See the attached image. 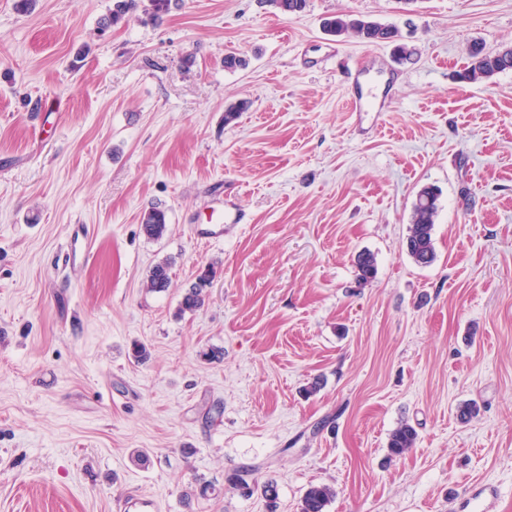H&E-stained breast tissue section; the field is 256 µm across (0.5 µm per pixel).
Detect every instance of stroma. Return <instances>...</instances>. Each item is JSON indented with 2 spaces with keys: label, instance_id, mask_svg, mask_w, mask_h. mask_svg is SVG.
<instances>
[{
  "label": "stroma",
  "instance_id": "35a3bbf8",
  "mask_svg": "<svg viewBox=\"0 0 512 512\" xmlns=\"http://www.w3.org/2000/svg\"><path fill=\"white\" fill-rule=\"evenodd\" d=\"M136 3L114 24V0H0V512H117L134 490L299 512L315 484L327 512H512V71L457 77L473 44L512 46V0ZM342 14L396 27L410 59L325 34ZM218 194L244 216L220 239ZM81 224L90 254L66 262ZM405 423L416 444L389 457ZM438 190L423 186L416 194L412 206L405 249L408 256L418 265H431L436 258L433 229L438 215ZM166 214L159 208H152L142 219V229L151 239H159L166 232ZM335 496L334 490L324 484L310 486L300 501L299 512H327Z\"/></svg>",
  "mask_w": 512,
  "mask_h": 512
}]
</instances>
